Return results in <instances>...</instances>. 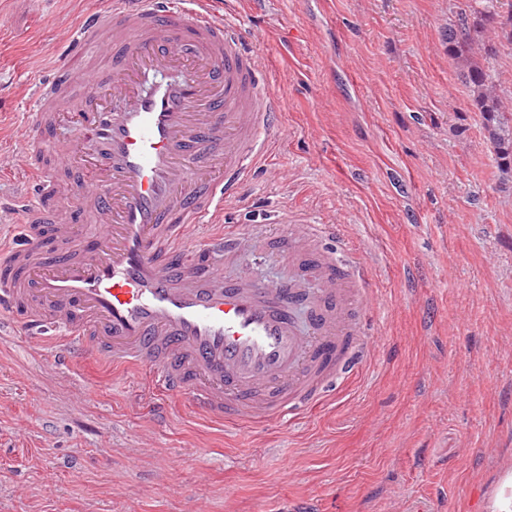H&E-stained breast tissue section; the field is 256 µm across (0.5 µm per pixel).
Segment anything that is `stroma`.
<instances>
[{
	"mask_svg": "<svg viewBox=\"0 0 512 512\" xmlns=\"http://www.w3.org/2000/svg\"><path fill=\"white\" fill-rule=\"evenodd\" d=\"M475 0H217L280 101L268 173L224 225L262 235V280L288 275L274 223L332 224L376 306L358 376L306 414L238 429L156 372L0 327V512H486L512 461V179L502 178L445 36ZM106 0H0V148ZM481 61L512 113V42Z\"/></svg>",
	"mask_w": 512,
	"mask_h": 512,
	"instance_id": "obj_1",
	"label": "stroma"
}]
</instances>
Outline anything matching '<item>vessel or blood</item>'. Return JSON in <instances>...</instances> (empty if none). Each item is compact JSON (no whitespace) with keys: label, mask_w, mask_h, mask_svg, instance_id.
<instances>
[{"label":"vessel or blood","mask_w":512,"mask_h":512,"mask_svg":"<svg viewBox=\"0 0 512 512\" xmlns=\"http://www.w3.org/2000/svg\"><path fill=\"white\" fill-rule=\"evenodd\" d=\"M74 53L34 93V115L7 163L23 160L37 192L21 224H51L0 248V317L27 335L62 332L57 357L93 351L115 367L150 365L165 388L239 424L321 402L356 373L358 333L374 292L355 261L319 251L330 224L287 240L288 280L225 278L195 254L165 261L172 239L218 224L279 130L264 64L215 0H110L73 34ZM74 137L56 141L60 114ZM74 199L97 225L88 241L59 224ZM255 237L211 235L203 248L246 263Z\"/></svg>","instance_id":"1"}]
</instances>
